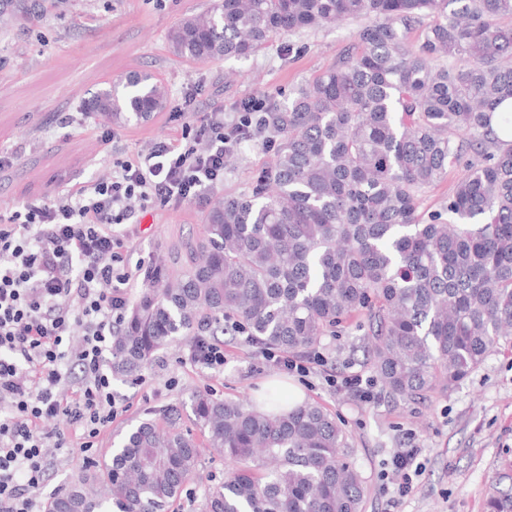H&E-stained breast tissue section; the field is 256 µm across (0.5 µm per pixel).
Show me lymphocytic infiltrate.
<instances>
[{"instance_id":"obj_1","label":"lymphocytic infiltrate","mask_w":512,"mask_h":512,"mask_svg":"<svg viewBox=\"0 0 512 512\" xmlns=\"http://www.w3.org/2000/svg\"><path fill=\"white\" fill-rule=\"evenodd\" d=\"M194 100L188 91L176 105L186 118L180 135L115 159L111 179L0 213V512H44L38 493L67 432L88 457L116 416L106 355L136 279L119 230L131 202H202L224 181L225 154L253 139L267 110L251 96L233 119L219 106L191 120ZM49 417L63 431L44 433ZM419 454L397 448L387 459L380 490L389 505L418 488Z\"/></svg>"}]
</instances>
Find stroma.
I'll use <instances>...</instances> for the list:
<instances>
[{"instance_id":"35a3bbf8","label":"stroma","mask_w":512,"mask_h":512,"mask_svg":"<svg viewBox=\"0 0 512 512\" xmlns=\"http://www.w3.org/2000/svg\"><path fill=\"white\" fill-rule=\"evenodd\" d=\"M215 0H69L59 11L36 4L17 25L0 29V152L15 154L12 169L0 174V211L53 195L65 183L111 177L113 161L131 157L157 139L180 131L174 107L186 90L197 93L195 110L223 106L235 112L243 99L265 97L268 106H287L296 89L355 48L357 22L330 24L298 34H280L245 58L205 63L177 57L169 31L185 16L203 12ZM147 73L168 91V103L146 122L111 124L98 131L62 127V116L82 111L96 92L120 85L126 75ZM113 129L103 144L98 132ZM274 153L256 135L224 168V183L212 199L248 188L256 170ZM208 203L173 211L136 206L125 229L129 258L146 269L161 249H176L200 234ZM366 326L352 322L324 337L317 349L337 372L375 376L364 345ZM188 340L159 351L139 378L116 379L117 415L98 439L96 458L109 456L121 436L147 418L176 409L183 427L193 425L192 396L207 390L219 398H253L277 384L282 400L323 404L344 428L354 459L367 482L364 512H384L379 475L395 448H420L423 474L418 489L393 512H484L493 485L512 487V349L492 353L452 389L415 401L380 390L363 403L326 384L322 371L306 378L275 371L258 356L255 343L227 340L224 366L204 370L187 359ZM226 463L203 452L188 483L193 498H180L174 512H206V496L224 479Z\"/></svg>"}]
</instances>
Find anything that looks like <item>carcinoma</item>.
Here are the masks:
<instances>
[{
    "label": "carcinoma",
    "mask_w": 512,
    "mask_h": 512,
    "mask_svg": "<svg viewBox=\"0 0 512 512\" xmlns=\"http://www.w3.org/2000/svg\"><path fill=\"white\" fill-rule=\"evenodd\" d=\"M29 0H0V27ZM366 18L357 48L266 113L277 142L251 187L210 207L179 271L161 258L112 336V374L135 378L192 333L242 323L305 353L363 316L367 352L403 400L445 392L512 348V0H216L169 32L198 62L247 57L281 33ZM421 28L417 43L410 41ZM87 110L148 120L165 87L132 75ZM459 169L442 207L427 191ZM201 437L167 413L50 498L53 512H170L201 448L233 467L207 512H361L365 478L321 404L193 395ZM485 512H512L493 488Z\"/></svg>",
    "instance_id": "1"
}]
</instances>
